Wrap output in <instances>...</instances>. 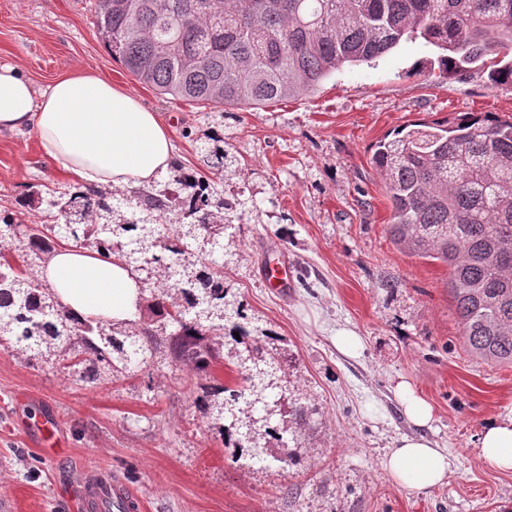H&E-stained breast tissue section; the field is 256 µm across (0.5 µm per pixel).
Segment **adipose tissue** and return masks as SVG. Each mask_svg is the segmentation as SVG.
<instances>
[{
  "instance_id": "1",
  "label": "adipose tissue",
  "mask_w": 512,
  "mask_h": 512,
  "mask_svg": "<svg viewBox=\"0 0 512 512\" xmlns=\"http://www.w3.org/2000/svg\"><path fill=\"white\" fill-rule=\"evenodd\" d=\"M22 128L31 129L45 155L81 186L148 185L175 159L170 127L136 95L93 73L75 71L38 91L13 66L0 65V129ZM38 277L82 317L124 322L142 298L130 268L73 246L52 253ZM479 455L487 467L512 472V402L486 421ZM383 467L396 484L418 490L442 484L451 462L430 440L405 438Z\"/></svg>"
}]
</instances>
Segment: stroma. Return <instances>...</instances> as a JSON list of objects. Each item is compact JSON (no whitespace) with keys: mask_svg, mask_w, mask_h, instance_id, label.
<instances>
[{"mask_svg":"<svg viewBox=\"0 0 512 512\" xmlns=\"http://www.w3.org/2000/svg\"><path fill=\"white\" fill-rule=\"evenodd\" d=\"M97 0H0V64L36 89L75 70L136 94L169 125L175 161L230 202L224 285L249 316L273 330L295 359L294 392L315 410L293 430L299 462L256 471L237 462L194 407L199 382L182 365L155 362L138 376L78 380L10 344L0 345V512H76L87 474L111 470L141 495L145 512H512V473L483 464L486 419L512 401V367L470 356L448 295V269L389 237L391 210L372 163L394 130L463 112L512 117V86L488 66L443 76L436 56L403 42L374 66L344 68L313 92L257 108L174 101L139 83L112 59L95 27ZM222 137L227 159L202 150ZM30 130L0 131V216L46 224L22 203L31 191H64ZM288 263L291 282L267 273ZM362 336L349 357L337 331ZM408 382L433 408L416 427L396 396ZM58 418L67 447L44 455L15 415ZM447 451L442 485L407 490L382 467L405 436Z\"/></svg>","mask_w":512,"mask_h":512,"instance_id":"stroma-1","label":"stroma"}]
</instances>
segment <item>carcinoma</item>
<instances>
[{"mask_svg":"<svg viewBox=\"0 0 512 512\" xmlns=\"http://www.w3.org/2000/svg\"><path fill=\"white\" fill-rule=\"evenodd\" d=\"M105 47L139 82L183 102L262 106L316 90L345 67L372 66L401 42L439 52L441 73L458 74L512 47V0H97ZM512 85V58L490 70ZM391 207V240L448 267V294L476 357L512 365V120L464 112L454 122H417L375 145ZM109 192L73 186L44 200L55 224L32 230L0 219V337L45 364L109 378L129 377L165 348L209 385L193 397L224 442L250 465L285 470V448L270 409L288 398L293 356L280 337L252 325L224 289L223 202L209 181L176 165L171 182L140 192L147 218L112 223ZM170 212L184 222L160 224ZM116 255L147 285L134 334L65 310L51 289L18 263L43 261L58 239ZM239 337H234V334ZM235 386L213 374L224 359Z\"/></svg>","mask_w":512,"mask_h":512,"instance_id":"obj_1","label":"carcinoma"}]
</instances>
